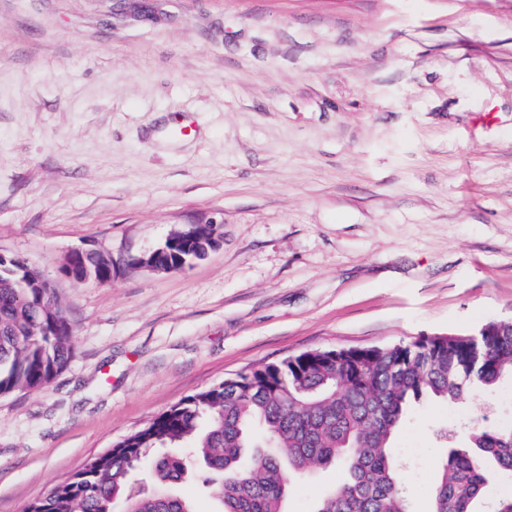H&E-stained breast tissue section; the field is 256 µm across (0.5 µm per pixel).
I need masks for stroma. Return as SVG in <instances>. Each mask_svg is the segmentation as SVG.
I'll use <instances>...</instances> for the list:
<instances>
[{"mask_svg": "<svg viewBox=\"0 0 512 512\" xmlns=\"http://www.w3.org/2000/svg\"><path fill=\"white\" fill-rule=\"evenodd\" d=\"M211 222L180 271L128 265ZM75 250L111 281L66 277ZM0 252L73 325L49 387L0 397V512L258 365L511 318L512 0H0ZM485 416L512 425L511 381L412 407L414 512Z\"/></svg>", "mask_w": 512, "mask_h": 512, "instance_id": "35a3bbf8", "label": "stroma"}]
</instances>
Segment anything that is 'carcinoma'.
<instances>
[{"instance_id": "cac0c4a2", "label": "carcinoma", "mask_w": 512, "mask_h": 512, "mask_svg": "<svg viewBox=\"0 0 512 512\" xmlns=\"http://www.w3.org/2000/svg\"><path fill=\"white\" fill-rule=\"evenodd\" d=\"M220 225L174 232L157 267L204 257ZM106 253L78 259L77 279L105 281ZM71 325L54 288L24 259L0 258V396L48 387L71 358ZM512 378V323L478 336H420L385 347L342 348L258 366L189 395L52 485L25 512H194L175 488L200 465L222 512H284L292 477L339 465L344 480L313 512H412V493L391 454L395 432L415 404L447 405ZM156 491L135 488L136 468ZM512 474V426L474 422L446 449L432 512H512V496L486 499L492 476Z\"/></svg>"}]
</instances>
